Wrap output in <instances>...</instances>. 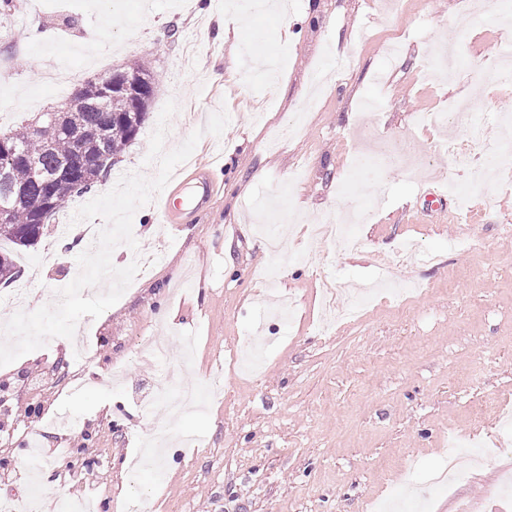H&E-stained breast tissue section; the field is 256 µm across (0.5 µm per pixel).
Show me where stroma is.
I'll list each match as a JSON object with an SVG mask.
<instances>
[{
    "label": "stroma",
    "instance_id": "obj_1",
    "mask_svg": "<svg viewBox=\"0 0 512 512\" xmlns=\"http://www.w3.org/2000/svg\"><path fill=\"white\" fill-rule=\"evenodd\" d=\"M25 2L0 21L14 37L0 40L11 62L0 67V111L12 125L61 104L44 72L80 65L79 47L103 69L142 60L159 76L108 185L156 175L144 158L168 100L178 104L169 150L194 131L188 112L232 120L200 139L164 189L187 211L163 221L157 197L136 212L144 263L115 305L79 321L86 363L70 366L60 339L0 367L10 400L0 407V501L35 493L41 512L61 499L125 512L133 498L149 512H512V492L486 493L512 468L502 424L512 414V180L471 189L436 148L463 127L416 122L454 102L499 136L512 87L480 73L512 47V0H286L284 17L255 15L247 0H45L32 18ZM36 27L53 42L32 40ZM337 41L341 60L329 57ZM229 67L238 80H223ZM377 139L411 148L415 171L376 160L380 183H365L359 158ZM85 202L69 201L17 253L30 309L77 276L78 252L62 250L59 228ZM355 209L372 212L353 227L361 251L309 239L324 216ZM265 226L287 228L291 255L287 274L267 281ZM407 243L432 263L408 258L382 283V259ZM158 251L164 262L152 263ZM285 297L292 318L269 317ZM257 330L267 344L247 372L243 340ZM152 336L168 338L173 358L193 339L187 380L206 383L225 363L223 400L202 392L203 411L166 421L148 402L158 366L141 352ZM63 414L81 431L53 427Z\"/></svg>",
    "mask_w": 512,
    "mask_h": 512
}]
</instances>
